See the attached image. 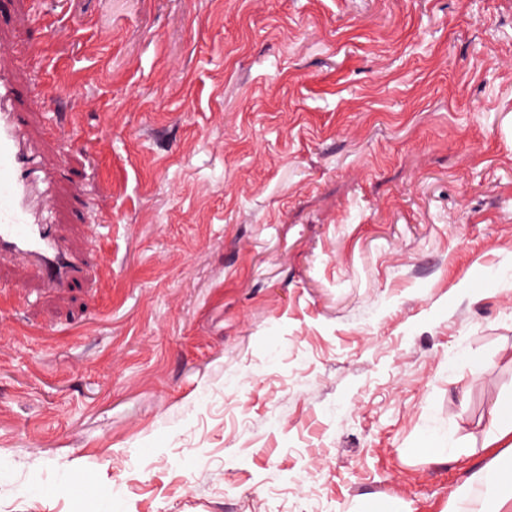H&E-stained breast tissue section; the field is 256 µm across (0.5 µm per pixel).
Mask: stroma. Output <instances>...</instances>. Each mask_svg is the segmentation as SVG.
<instances>
[{"label": "stroma", "instance_id": "obj_1", "mask_svg": "<svg viewBox=\"0 0 512 512\" xmlns=\"http://www.w3.org/2000/svg\"><path fill=\"white\" fill-rule=\"evenodd\" d=\"M0 0L75 141L0 259V512H452L512 397V0ZM96 196L82 209L83 190ZM106 217L102 227L88 224ZM431 435L448 461L417 455Z\"/></svg>", "mask_w": 512, "mask_h": 512}]
</instances>
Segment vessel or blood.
Wrapping results in <instances>:
<instances>
[{
	"label": "vessel or blood",
	"mask_w": 512,
	"mask_h": 512,
	"mask_svg": "<svg viewBox=\"0 0 512 512\" xmlns=\"http://www.w3.org/2000/svg\"><path fill=\"white\" fill-rule=\"evenodd\" d=\"M19 87L0 71V254L22 256L44 285L66 288L86 270L60 242L48 215L47 183L17 112Z\"/></svg>",
	"instance_id": "b4317fda"
}]
</instances>
